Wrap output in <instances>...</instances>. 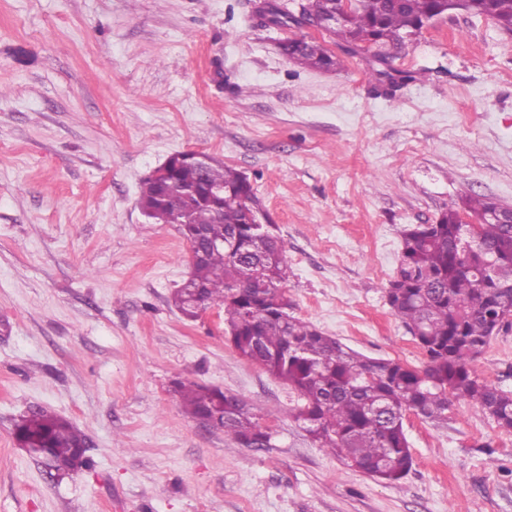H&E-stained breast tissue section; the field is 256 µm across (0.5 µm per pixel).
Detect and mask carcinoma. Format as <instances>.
Instances as JSON below:
<instances>
[{
	"label": "carcinoma",
	"mask_w": 512,
	"mask_h": 512,
	"mask_svg": "<svg viewBox=\"0 0 512 512\" xmlns=\"http://www.w3.org/2000/svg\"><path fill=\"white\" fill-rule=\"evenodd\" d=\"M337 0H303L295 16L266 0L256 10L262 27L303 29L313 18L336 9ZM461 9L512 32V0H356L336 26L325 31L345 53L370 52L387 63V49L423 21ZM289 60L314 69L340 60L313 37L280 42ZM385 70L371 74L387 94L405 80ZM168 158L165 174L143 181L139 202L159 224H175L183 237L201 232L224 241L190 266L191 287L180 288L173 304L194 319L197 307L224 311L227 341L244 358L288 382L301 399L295 419L319 444L351 468L389 484L412 467L404 430L406 412L441 421L454 401H473L505 432H512V393L478 377L471 363L493 335L512 328V224L489 217L496 203L469 194L461 208H450L434 224H415L401 232L400 264L386 288L392 315L426 353L422 368L366 357L311 323L288 313L283 284L288 278L286 247L276 225L259 224L251 183L223 161L210 157L206 169ZM224 187L211 201L202 184ZM480 220L476 235L459 223L461 214ZM182 406L200 419L221 413L224 434L248 448H263L262 430L242 397L189 382L176 383ZM22 448H40L47 465L67 474L92 464L82 452L86 435L71 421L45 410L20 416L14 424Z\"/></svg>",
	"instance_id": "obj_1"
}]
</instances>
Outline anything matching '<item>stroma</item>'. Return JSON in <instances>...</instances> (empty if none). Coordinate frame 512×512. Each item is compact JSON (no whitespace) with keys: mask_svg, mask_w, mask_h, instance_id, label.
I'll list each match as a JSON object with an SVG mask.
<instances>
[{"mask_svg":"<svg viewBox=\"0 0 512 512\" xmlns=\"http://www.w3.org/2000/svg\"><path fill=\"white\" fill-rule=\"evenodd\" d=\"M256 3L0 0V512H512V433L474 402L406 414L395 485L319 448L222 311L173 306L187 244L138 205L171 154L222 159L278 226L291 314L423 367L383 290L404 227L467 193L512 206V33L448 12L391 49L428 75L390 98L362 57L286 59L296 29L259 26ZM471 367L512 392V329ZM179 381L244 397L268 446L185 414ZM39 408L86 435L91 468L60 478L18 448L14 418Z\"/></svg>","mask_w":512,"mask_h":512,"instance_id":"stroma-1","label":"stroma"}]
</instances>
